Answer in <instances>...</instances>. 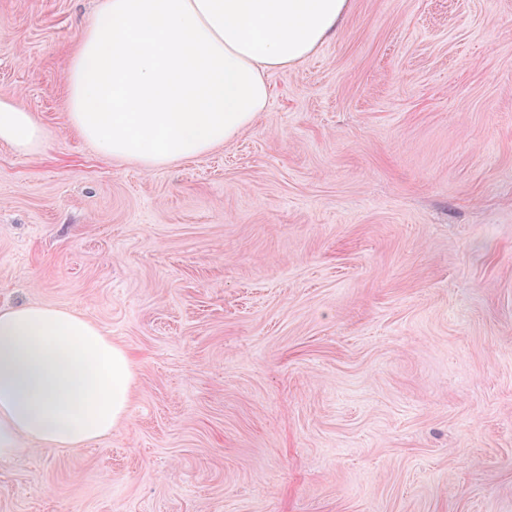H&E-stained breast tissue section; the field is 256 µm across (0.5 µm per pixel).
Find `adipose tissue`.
Returning a JSON list of instances; mask_svg holds the SVG:
<instances>
[{
	"label": "adipose tissue",
	"mask_w": 512,
	"mask_h": 512,
	"mask_svg": "<svg viewBox=\"0 0 512 512\" xmlns=\"http://www.w3.org/2000/svg\"><path fill=\"white\" fill-rule=\"evenodd\" d=\"M349 0H100L66 72L72 126L98 153L151 168L248 128L272 71L337 36ZM45 131L0 98V142L35 154ZM133 358L52 305L0 308V459L24 439L77 448L125 421Z\"/></svg>",
	"instance_id": "ef3b65f1"
}]
</instances>
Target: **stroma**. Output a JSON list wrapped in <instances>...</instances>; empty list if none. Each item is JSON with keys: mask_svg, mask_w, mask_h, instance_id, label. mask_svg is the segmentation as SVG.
<instances>
[{"mask_svg": "<svg viewBox=\"0 0 512 512\" xmlns=\"http://www.w3.org/2000/svg\"><path fill=\"white\" fill-rule=\"evenodd\" d=\"M97 0H0V308L81 313L129 415L0 461V512H512V0H350L224 146L73 128ZM45 131L32 112L13 100L0 98V142L9 145L17 154H35L44 139Z\"/></svg>", "mask_w": 512, "mask_h": 512, "instance_id": "obj_1", "label": "stroma"}]
</instances>
